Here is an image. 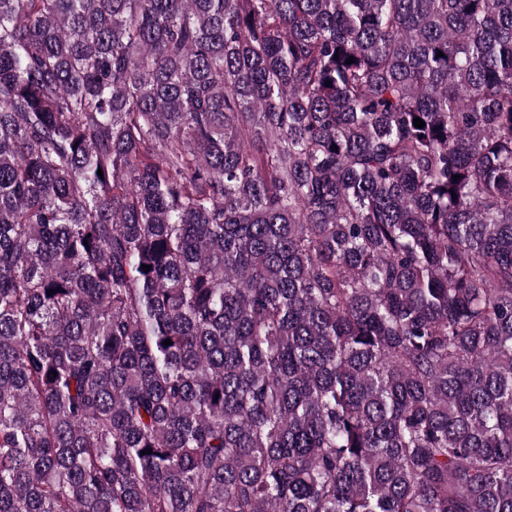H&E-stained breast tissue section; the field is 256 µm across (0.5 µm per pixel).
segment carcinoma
Here are the masks:
<instances>
[{"instance_id":"1","label":"carcinoma","mask_w":512,"mask_h":512,"mask_svg":"<svg viewBox=\"0 0 512 512\" xmlns=\"http://www.w3.org/2000/svg\"><path fill=\"white\" fill-rule=\"evenodd\" d=\"M0 512H512V0H0Z\"/></svg>"}]
</instances>
